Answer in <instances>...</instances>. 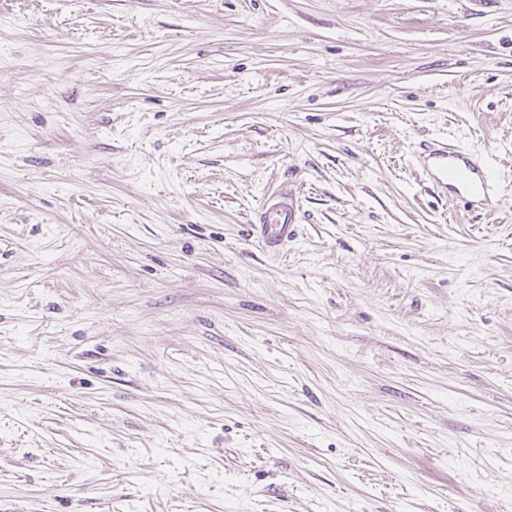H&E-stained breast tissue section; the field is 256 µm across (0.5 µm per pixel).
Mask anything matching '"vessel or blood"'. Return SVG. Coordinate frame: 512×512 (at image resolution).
<instances>
[{
    "mask_svg": "<svg viewBox=\"0 0 512 512\" xmlns=\"http://www.w3.org/2000/svg\"><path fill=\"white\" fill-rule=\"evenodd\" d=\"M422 162L429 176L447 183L450 197L463 202L465 207L489 209L496 205L490 174L481 157L440 140L426 147ZM293 225L292 196L282 189L259 210L253 236L258 243L272 249L287 241Z\"/></svg>",
    "mask_w": 512,
    "mask_h": 512,
    "instance_id": "obj_1",
    "label": "vessel or blood"
}]
</instances>
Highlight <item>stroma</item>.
<instances>
[{
    "mask_svg": "<svg viewBox=\"0 0 512 512\" xmlns=\"http://www.w3.org/2000/svg\"><path fill=\"white\" fill-rule=\"evenodd\" d=\"M0 512H512V0H0ZM424 152L422 162L428 175L445 183L450 197L463 202L464 208L489 209L497 204L488 168L481 157L448 145L447 140L433 143ZM294 210L288 189H280L271 202L258 211L253 236L258 243L272 249L288 240L293 232Z\"/></svg>",
    "mask_w": 512,
    "mask_h": 512,
    "instance_id": "35a3bbf8",
    "label": "stroma"
}]
</instances>
